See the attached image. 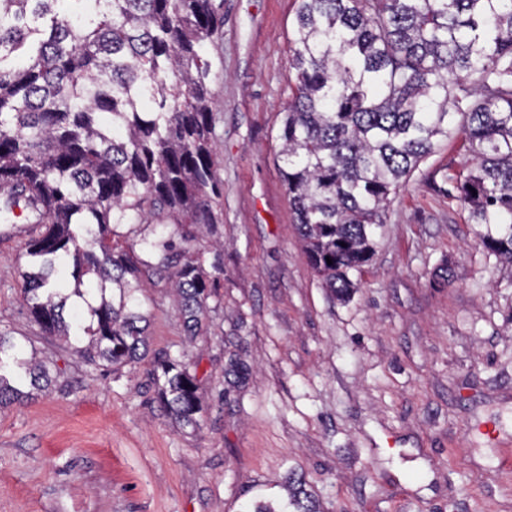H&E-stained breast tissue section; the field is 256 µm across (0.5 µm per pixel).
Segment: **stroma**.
<instances>
[{
    "label": "stroma",
    "mask_w": 512,
    "mask_h": 512,
    "mask_svg": "<svg viewBox=\"0 0 512 512\" xmlns=\"http://www.w3.org/2000/svg\"><path fill=\"white\" fill-rule=\"evenodd\" d=\"M298 0H224L211 46L217 120L204 269L223 259L207 336L183 346L169 289L145 285L151 348L199 363V430L149 387L44 339L21 295L24 236H0V333L57 361L56 387L0 410V512H242L303 473L323 512H512V265L486 255L454 178L457 138L394 199L349 300L331 296L295 231L278 157ZM245 380L225 378L229 359Z\"/></svg>",
    "instance_id": "1"
}]
</instances>
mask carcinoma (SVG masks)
Returning <instances> with one entry per match:
<instances>
[{
    "label": "carcinoma",
    "instance_id": "1",
    "mask_svg": "<svg viewBox=\"0 0 512 512\" xmlns=\"http://www.w3.org/2000/svg\"><path fill=\"white\" fill-rule=\"evenodd\" d=\"M224 0H0V230L13 209L45 232L25 243L37 271L23 300L46 339L87 343L91 365L117 370L149 352L144 277L170 281L184 341L209 299L195 236L175 243L149 224L165 208L216 230V78L209 46ZM281 128L280 167L308 265L340 299L355 288L392 196L437 145L458 135L472 159L456 189L479 244L512 264V0H299ZM332 264H327V259ZM72 267L99 297L83 308L52 287ZM160 408L182 428L203 410L195 364L153 357ZM63 370L21 357L0 334V409L49 389ZM283 512H320L288 475Z\"/></svg>",
    "mask_w": 512,
    "mask_h": 512
}]
</instances>
